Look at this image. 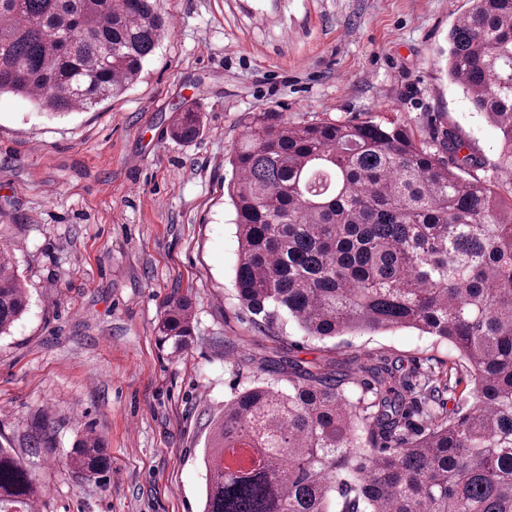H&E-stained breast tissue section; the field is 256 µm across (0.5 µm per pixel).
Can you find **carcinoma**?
<instances>
[{"label": "carcinoma", "instance_id": "cac0c4a2", "mask_svg": "<svg viewBox=\"0 0 512 512\" xmlns=\"http://www.w3.org/2000/svg\"><path fill=\"white\" fill-rule=\"evenodd\" d=\"M156 0H0V96L59 114L133 86L164 34ZM448 74L500 134L492 169L512 174V0H473L453 25ZM201 128L177 109L173 135ZM235 286L259 329L292 320L307 336L414 328L467 364L473 407L438 416L446 385L384 361L357 393L298 363L234 394L204 454L203 512H512V189L456 133L433 151L393 121L275 123L256 116L230 158ZM0 257V337L29 307ZM188 302L164 305L156 342L180 351ZM291 371L283 390L278 375ZM424 431L400 436L407 397ZM44 421L31 434L41 448ZM110 459L81 435L67 456L92 477ZM43 489L0 447V512H35Z\"/></svg>", "mask_w": 512, "mask_h": 512}]
</instances>
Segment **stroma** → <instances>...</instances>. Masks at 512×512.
I'll return each mask as SVG.
<instances>
[{
  "instance_id": "1",
  "label": "stroma",
  "mask_w": 512,
  "mask_h": 512,
  "mask_svg": "<svg viewBox=\"0 0 512 512\" xmlns=\"http://www.w3.org/2000/svg\"><path fill=\"white\" fill-rule=\"evenodd\" d=\"M172 26L138 82L68 116L0 97V250L30 304L0 338V446L44 486L38 512H201L214 422L265 361L314 365L368 387L387 358L446 374L445 413L476 401L446 341L412 328L308 337L254 328L234 286L227 162L258 114L288 123L390 118L426 141L456 132L495 160L499 132L447 74L448 35L472 0H158ZM203 129L175 139V108ZM189 348H160L170 295ZM49 421L55 445L30 446ZM94 432V477L63 460Z\"/></svg>"
}]
</instances>
